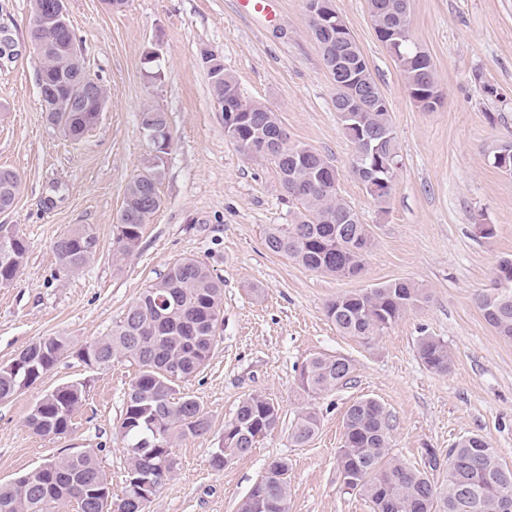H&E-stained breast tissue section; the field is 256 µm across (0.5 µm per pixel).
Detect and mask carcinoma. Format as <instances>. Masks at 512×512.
<instances>
[{
  "instance_id": "obj_1",
  "label": "carcinoma",
  "mask_w": 512,
  "mask_h": 512,
  "mask_svg": "<svg viewBox=\"0 0 512 512\" xmlns=\"http://www.w3.org/2000/svg\"><path fill=\"white\" fill-rule=\"evenodd\" d=\"M378 39L388 43L392 30L403 31L399 67L410 98L440 89L436 70L427 52L410 39V0H368ZM38 48L43 80L41 96L49 122L78 139L100 107L87 95L90 75L81 62V50L70 24L28 30ZM325 68L336 85L334 109L352 115L341 122L351 145L350 171L366 185L384 176L380 163L399 161L387 102L356 42L334 38L320 45ZM208 73L217 100L232 108H245L237 116L233 144L249 159L274 166L280 184L295 201L297 215L291 224H270L264 231L267 251L287 257L305 268L333 276L358 275L371 245L369 225L360 222L338 190L332 161L320 152L289 145L276 112L245 97L237 80L217 60ZM141 127H168L166 113L147 110ZM157 167L129 183L122 210L112 225V257L124 261L138 249L142 231L161 204ZM21 178L0 168V208L15 202ZM99 249L92 230L81 227L54 243L59 263L67 270L84 267ZM27 244L13 230L12 244L0 250V285L11 284L22 269ZM425 302L412 283L386 284L338 295L325 305L336 329L369 342L404 314ZM486 322L495 332L512 339V288L494 289L479 298ZM224 312V282L200 262L184 259L168 267L130 306L110 333L85 342L78 356L88 365L109 366L129 358L139 371L125 396L118 437L126 456L125 480L120 495L112 496L95 451L88 449L52 460L49 473L35 469L0 483V512H61L74 505L76 512H100L109 503L112 512H132L128 494L141 475L153 477L155 490L169 481L176 469L172 448L176 441L202 437L211 428V417L195 398L178 395L179 383L195 376L219 342L218 324ZM72 350L67 336H47L21 351L25 365L17 372L0 369V401L38 382ZM418 355L431 371L446 374L452 366L448 345L424 337ZM353 382V365L345 356L317 355L306 361L298 386L308 397L346 387ZM84 386L73 383L39 400L25 419L39 436L68 433L73 415L82 404ZM281 409L262 392L243 398L224 422V442L210 454L216 471L233 459L248 456L260 438L278 428ZM320 427L318 412L307 403L289 428L291 441L303 446ZM390 415L372 398H360L344 415L342 443L336 458L343 487L366 497L373 512H512V468L502 465L495 448L482 436L472 435L448 453L434 448L422 453L416 466L389 456ZM289 464L285 458L270 461L264 474L239 503L237 512H288Z\"/></svg>"
}]
</instances>
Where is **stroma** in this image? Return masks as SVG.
Returning <instances> with one entry per match:
<instances>
[{
	"label": "stroma",
	"instance_id": "stroma-1",
	"mask_svg": "<svg viewBox=\"0 0 512 512\" xmlns=\"http://www.w3.org/2000/svg\"><path fill=\"white\" fill-rule=\"evenodd\" d=\"M281 2L280 17L268 22L244 15L237 0H128L119 11L102 0H68L84 67L108 91L97 125L74 141L43 110L40 59L27 34L30 0H0L18 51L0 67V168L21 177L0 224L17 225L28 244L18 277L0 286V363L42 337L80 345L106 334L179 259H196L224 281L221 339L180 385L204 405L212 428L177 443V471L149 512H236L277 457L290 465L288 512H373L367 498L346 492L336 470L343 416L361 397L388 411L391 452L407 464L419 463L424 449L444 453L479 434L512 466V340L498 336L477 303L492 291L498 262L512 258V175L494 167L491 155L512 140V0H411L410 36L431 57L443 91L433 112L410 100L367 0H334L387 100L399 145V169L382 203L350 171L351 147L332 104L336 86L309 32L305 0ZM154 46L161 52L157 79L144 62ZM204 49L221 56L245 96L278 114L289 144L333 160L341 197L373 234L358 276L324 275L266 250V225L291 223L296 208L274 168L226 138L200 63ZM487 85L496 96L484 93ZM148 109L167 115L166 153L156 154L141 129L139 115ZM154 166L162 204L135 255L113 261L112 226L125 190ZM479 222L492 225V235H480ZM82 225L99 250L85 268L68 272L53 244ZM393 280L412 282L426 300L371 342L342 335L327 318L330 299ZM425 336L447 343V374L421 362ZM319 354L348 357L356 384L315 399L319 432L298 447L288 436L303 404L298 374ZM137 371L129 359L97 368L73 354L0 402V482L92 448L120 494L125 458L117 431ZM71 383L83 384L85 397L68 434L29 431L25 418L35 403ZM256 390L278 402V429L249 456L214 471L210 451L224 439L225 420Z\"/></svg>",
	"mask_w": 512,
	"mask_h": 512
}]
</instances>
